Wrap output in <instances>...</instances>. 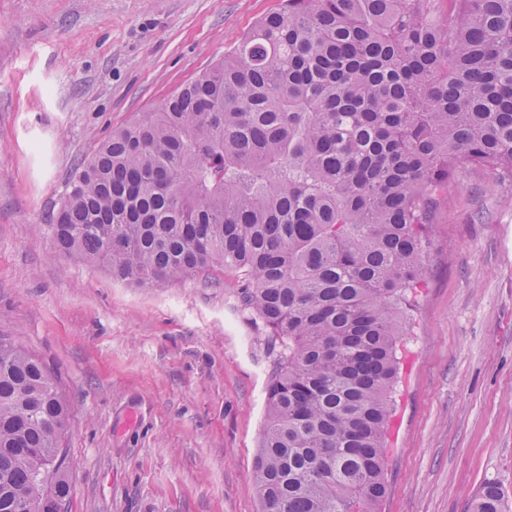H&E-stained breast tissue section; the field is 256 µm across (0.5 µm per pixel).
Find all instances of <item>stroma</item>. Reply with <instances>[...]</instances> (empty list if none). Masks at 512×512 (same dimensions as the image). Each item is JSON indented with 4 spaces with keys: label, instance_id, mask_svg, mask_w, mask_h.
Returning a JSON list of instances; mask_svg holds the SVG:
<instances>
[{
    "label": "stroma",
    "instance_id": "obj_1",
    "mask_svg": "<svg viewBox=\"0 0 512 512\" xmlns=\"http://www.w3.org/2000/svg\"><path fill=\"white\" fill-rule=\"evenodd\" d=\"M282 0H0V336L70 406L67 512H261L277 349L216 266L162 287L57 252L70 178L113 129L231 51ZM380 512L512 494V188L461 165L432 228Z\"/></svg>",
    "mask_w": 512,
    "mask_h": 512
}]
</instances>
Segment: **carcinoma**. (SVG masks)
Returning a JSON list of instances; mask_svg holds the SVG:
<instances>
[{"instance_id":"carcinoma-1","label":"carcinoma","mask_w":512,"mask_h":512,"mask_svg":"<svg viewBox=\"0 0 512 512\" xmlns=\"http://www.w3.org/2000/svg\"><path fill=\"white\" fill-rule=\"evenodd\" d=\"M512 186V0H287L112 131L69 182L59 251L138 286L214 266L278 358L252 479L262 512H377L399 346L448 185ZM69 405L0 336V512L69 492ZM472 512H512L502 488Z\"/></svg>"}]
</instances>
